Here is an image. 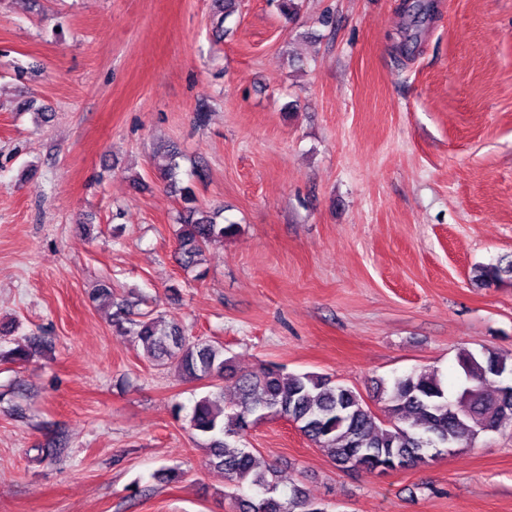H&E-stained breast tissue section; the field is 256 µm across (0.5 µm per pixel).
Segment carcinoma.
I'll list each match as a JSON object with an SVG mask.
<instances>
[{"mask_svg":"<svg viewBox=\"0 0 512 512\" xmlns=\"http://www.w3.org/2000/svg\"><path fill=\"white\" fill-rule=\"evenodd\" d=\"M178 175L177 154L172 152L161 178L189 204L177 235V261L184 269L197 268L209 245L235 232L236 225L218 224L210 212L193 206V191L179 186ZM473 274L475 281L491 285L512 274V262L480 265ZM89 299L115 308L109 318L116 332L133 336L154 365L173 364L185 378L215 380L213 390L196 401L189 426L208 450L209 463L224 471L232 486L257 490L253 496L235 498L237 512H327L296 483L291 484L287 498L277 497L281 470L275 465L257 470L253 454L237 446L254 416L267 412L283 416L337 467L369 471L425 465L433 457L432 449L450 443L469 448L479 434L500 430L503 419L512 416V396L499 385L492 391L486 389L495 381L493 369H512L507 358L490 347L477 352L467 349L458 355L468 396L463 398L458 392L451 399L437 373L413 371L395 378L391 387H382L385 398L379 416L360 393L322 375L286 374L276 365L239 374L233 361L224 357L223 343L188 340L179 324L134 311L135 303L117 295L107 281L99 283ZM226 378L235 379L237 389V401L229 412L218 384Z\"/></svg>","mask_w":512,"mask_h":512,"instance_id":"carcinoma-1","label":"carcinoma"}]
</instances>
